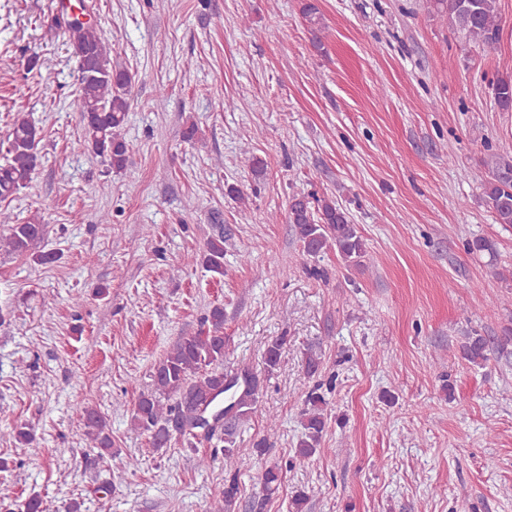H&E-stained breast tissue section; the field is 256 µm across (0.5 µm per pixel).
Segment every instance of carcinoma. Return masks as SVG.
I'll return each instance as SVG.
<instances>
[{
  "label": "carcinoma",
  "mask_w": 512,
  "mask_h": 512,
  "mask_svg": "<svg viewBox=\"0 0 512 512\" xmlns=\"http://www.w3.org/2000/svg\"><path fill=\"white\" fill-rule=\"evenodd\" d=\"M437 10L449 20L452 27L463 32L470 40L486 47L497 43L500 36L499 19L494 0H432ZM302 15L317 30L322 27V15L317 0H304ZM53 32L67 34L66 46L78 63V107L82 136L81 143L99 156L111 172H121L127 165L128 145L122 136L131 107V88L136 75L112 64L111 50L102 37L99 25L64 23L61 14L54 15ZM495 98L503 110L512 108V78L502 77L495 85ZM40 129L24 114H17L8 133V150L0 163V201L14 199L29 187L33 174L41 163ZM484 193L495 221L505 227L512 226V161L495 163ZM288 223L302 252L319 257L333 251L343 263L362 265L366 255L365 243L358 225L351 222L348 213L327 197L310 198L296 194L288 202ZM0 249L45 264L53 255L42 249L46 225L13 223L11 214L0 213ZM467 250L486 252L496 257L494 243L476 237L466 243ZM187 261L201 263L208 271L224 274V229L207 241L201 255L192 254ZM201 329L193 336H183L166 356L155 365L152 388L139 395L131 415L134 429L148 435L152 448L170 447L169 433L196 437L195 431L204 428L202 418H214L211 430L222 431L224 458L239 453L236 433L239 424L255 410L264 391V380L245 371L239 375L224 374V308L214 306L204 318ZM285 338L267 343L264 360L267 372L279 365ZM512 329L501 336H486L476 330L463 337L459 352L467 362L482 366L493 354L508 358L512 351ZM323 383L316 382L307 393L303 417L304 434L298 441L293 459L304 461L315 455L321 447L326 427L322 392ZM85 433L100 455H112V436L106 418L86 399L77 407ZM230 418H224V414ZM281 469L268 467L262 474L263 487L270 496L279 489ZM237 474L224 476V486L218 491V507L214 512H235L239 502Z\"/></svg>",
  "instance_id": "carcinoma-1"
}]
</instances>
